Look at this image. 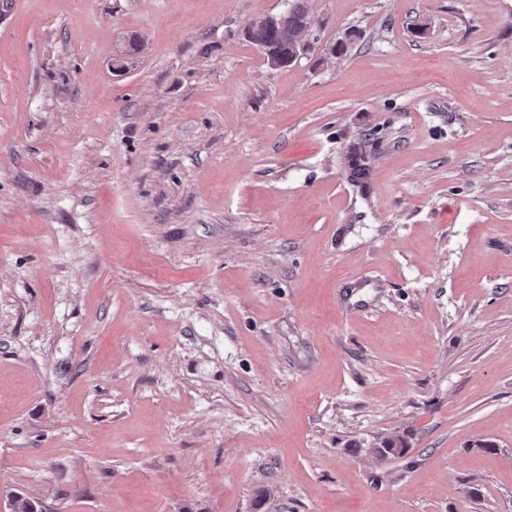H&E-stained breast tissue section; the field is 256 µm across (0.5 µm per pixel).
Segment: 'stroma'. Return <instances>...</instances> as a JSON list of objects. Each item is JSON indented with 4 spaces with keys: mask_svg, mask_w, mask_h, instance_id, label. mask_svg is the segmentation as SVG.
Instances as JSON below:
<instances>
[{
    "mask_svg": "<svg viewBox=\"0 0 512 512\" xmlns=\"http://www.w3.org/2000/svg\"><path fill=\"white\" fill-rule=\"evenodd\" d=\"M282 7H0V512H512V0ZM286 12L288 16L280 18L277 24L265 25V18L256 20L257 28L250 38L246 40L258 49L259 45L264 47L262 55L266 62L274 68H285L293 65L296 57V45L299 40L301 28L306 24L307 8L301 3L302 0H295V9L288 12V1ZM313 21L309 19L302 29L301 43L305 47L303 56L314 49L316 37L313 34ZM267 63V64H268Z\"/></svg>",
    "mask_w": 512,
    "mask_h": 512,
    "instance_id": "35a3bbf8",
    "label": "stroma"
}]
</instances>
